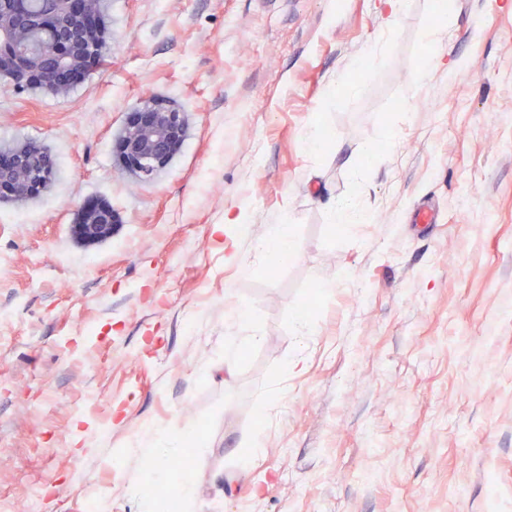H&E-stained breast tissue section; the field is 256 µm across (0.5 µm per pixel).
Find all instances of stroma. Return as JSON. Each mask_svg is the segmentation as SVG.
<instances>
[{"label":"stroma","instance_id":"1","mask_svg":"<svg viewBox=\"0 0 512 512\" xmlns=\"http://www.w3.org/2000/svg\"><path fill=\"white\" fill-rule=\"evenodd\" d=\"M436 3L388 32L380 0H105L104 66L61 94L0 81V149L56 162L0 201L25 216L0 223V512L178 496L124 455L149 427L199 436L182 512H512V0ZM155 99L186 133L144 183L112 141ZM342 198L376 223H329ZM92 199L98 244L73 229ZM281 224L294 259L241 275ZM98 205L92 214L82 210L81 218L83 224L74 225L77 235L86 239L108 238L112 235V210L105 206ZM103 218L104 224H87L92 215Z\"/></svg>","mask_w":512,"mask_h":512}]
</instances>
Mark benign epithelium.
<instances>
[{
  "mask_svg": "<svg viewBox=\"0 0 512 512\" xmlns=\"http://www.w3.org/2000/svg\"><path fill=\"white\" fill-rule=\"evenodd\" d=\"M53 7L32 18L29 28L64 32L39 52L7 48L23 31L16 18L0 11V72H8L18 85L37 84L47 92L61 93L83 80L96 61L103 40L102 19L92 16L90 0H52ZM184 137L183 113L163 101L136 109L126 119L125 134L113 140V152L123 166L152 182L167 167ZM28 186L26 168L16 153L0 155V192L15 194ZM77 235L86 239L108 238L110 224H77Z\"/></svg>",
  "mask_w": 512,
  "mask_h": 512,
  "instance_id": "1",
  "label": "benign epithelium"
}]
</instances>
